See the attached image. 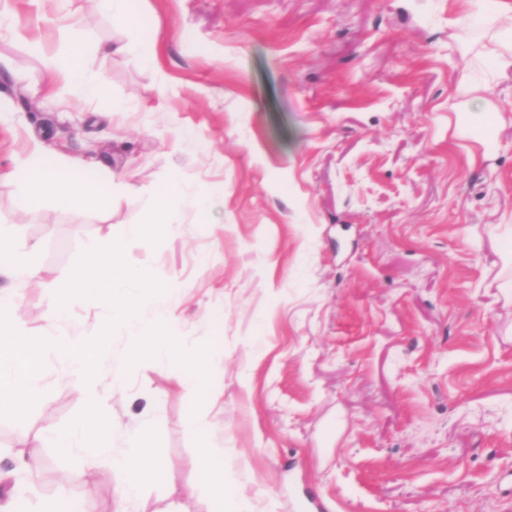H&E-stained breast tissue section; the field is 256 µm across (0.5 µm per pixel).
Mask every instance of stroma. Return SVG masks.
Listing matches in <instances>:
<instances>
[{
    "mask_svg": "<svg viewBox=\"0 0 512 512\" xmlns=\"http://www.w3.org/2000/svg\"><path fill=\"white\" fill-rule=\"evenodd\" d=\"M8 3L23 31L0 39V225L38 244L53 277L19 289L29 336L45 337L55 283L112 241L162 285L141 323L172 311L184 359L220 360L212 439L250 512H512V67L486 53L512 0H133L136 35L72 0L88 37L136 43L83 62L132 105L108 114L45 102L27 41L56 48L59 4ZM478 86L481 116L466 106ZM36 135L92 160L102 190L125 168L136 191L110 209L21 211L8 174ZM172 177L184 193L173 231L125 241L148 190ZM110 315L86 300L67 328L112 329L102 357L129 386L100 377L107 414L126 429L157 406L170 484L193 480L187 418L207 400L130 357L134 331ZM39 386L23 412H0L1 469L11 446L84 411L54 353ZM34 454L32 508L63 494L110 512L108 482ZM168 486L146 484L142 512H207L206 495Z\"/></svg>",
    "mask_w": 512,
    "mask_h": 512,
    "instance_id": "stroma-1",
    "label": "stroma"
}]
</instances>
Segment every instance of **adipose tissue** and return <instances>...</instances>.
Instances as JSON below:
<instances>
[{"label":"adipose tissue","mask_w":512,"mask_h":512,"mask_svg":"<svg viewBox=\"0 0 512 512\" xmlns=\"http://www.w3.org/2000/svg\"><path fill=\"white\" fill-rule=\"evenodd\" d=\"M63 34L65 49L51 52L38 43L32 46L51 90L65 91L79 103L93 100L106 104L105 77L89 73L76 59L83 55L104 58L124 53L127 45L90 41L75 26L65 27ZM95 171L93 163L65 158L56 149L37 141L17 160L9 177L20 188L19 203L26 210H71L93 201L111 207L116 198L97 190L92 180ZM183 199L176 179L160 183L147 196L148 222L165 228L178 223ZM36 250L33 244L26 248L16 245L10 230L0 226V278L10 283L9 288L0 290V407L19 395L31 400L41 396L37 373L46 346L27 336L17 314L16 291L18 284L45 274L32 259ZM154 290V284L127 265L121 250L107 240L98 244L89 258L76 262L65 293L43 316L46 328L55 334L51 346L62 358L68 379L84 390L85 413L67 429L41 430L31 446L52 447L59 456L75 459L87 474L105 473L117 486L113 512H133L146 483L169 480L164 454L150 441L154 412L146 410L137 426L126 430L124 448L114 449L112 438L117 426L104 412L98 384L105 369L101 357L103 340L66 334L62 328L71 320L78 303L96 298L111 306L113 319L137 323ZM172 321V314L164 312L155 321L140 325L132 338L133 354H148L162 364L177 367V384L212 390L217 374L211 355L201 353L192 362H183L180 339L168 332ZM188 425L198 442V452L195 479L182 486V495L192 497L203 491L208 497V512H243L236 487L224 477V452L211 443L210 422L193 413L188 417ZM31 446L11 449L14 469L0 471V512H36L23 482L24 477L38 473L42 467L41 460L31 454Z\"/></svg>","instance_id":"adipose-tissue-1"}]
</instances>
